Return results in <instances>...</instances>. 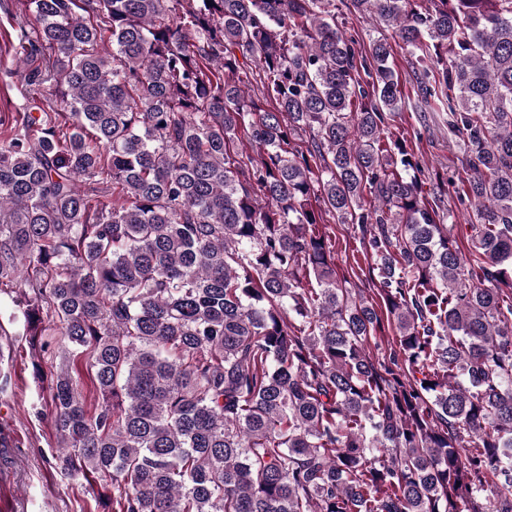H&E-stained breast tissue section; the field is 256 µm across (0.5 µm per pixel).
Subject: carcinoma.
Here are the masks:
<instances>
[{
    "label": "carcinoma",
    "mask_w": 512,
    "mask_h": 512,
    "mask_svg": "<svg viewBox=\"0 0 512 512\" xmlns=\"http://www.w3.org/2000/svg\"><path fill=\"white\" fill-rule=\"evenodd\" d=\"M23 4L57 109L0 114V284L64 478L99 512H512V0ZM396 46L463 150L467 255L390 135ZM339 16L338 22H345V27L348 33L352 34L355 39L361 44V47H368L370 41L374 36H377V32L374 30L372 25L366 20L360 18L358 15H345ZM342 19V20H341ZM326 227V232L332 237V243L335 241V261L338 275L347 276L357 284L358 288L364 290L365 296L371 295L374 298L373 275L369 271L371 258L363 248L358 230L354 232L355 229L348 224H335L333 221Z\"/></svg>",
    "instance_id": "carcinoma-1"
}]
</instances>
